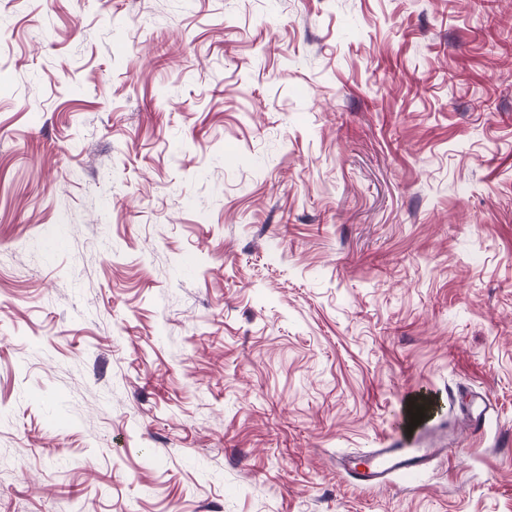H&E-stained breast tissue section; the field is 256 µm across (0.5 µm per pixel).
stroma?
Masks as SVG:
<instances>
[{
	"mask_svg": "<svg viewBox=\"0 0 512 512\" xmlns=\"http://www.w3.org/2000/svg\"><path fill=\"white\" fill-rule=\"evenodd\" d=\"M511 436L512 0H0V512H512ZM469 408L462 411L472 435L482 431L486 419L491 411H494L492 400L487 394H474L470 396ZM475 407V409H474ZM438 441V435H430L424 447L406 448L405 444L395 441L366 452H350L339 458L338 466L356 487L377 489L394 475L415 476L423 471L445 451Z\"/></svg>",
	"mask_w": 512,
	"mask_h": 512,
	"instance_id": "obj_1",
	"label": "stroma"
}]
</instances>
